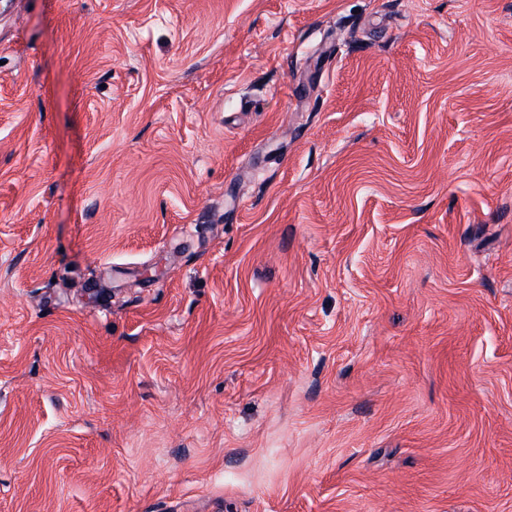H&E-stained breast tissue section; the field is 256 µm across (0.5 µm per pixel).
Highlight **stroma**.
Here are the masks:
<instances>
[{"instance_id": "obj_1", "label": "stroma", "mask_w": 512, "mask_h": 512, "mask_svg": "<svg viewBox=\"0 0 512 512\" xmlns=\"http://www.w3.org/2000/svg\"><path fill=\"white\" fill-rule=\"evenodd\" d=\"M0 512H512V0H0Z\"/></svg>"}]
</instances>
